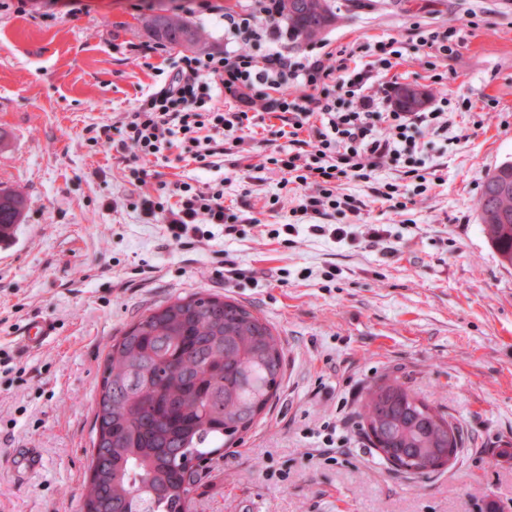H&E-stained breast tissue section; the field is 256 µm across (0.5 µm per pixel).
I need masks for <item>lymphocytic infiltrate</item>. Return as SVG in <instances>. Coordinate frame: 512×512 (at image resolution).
I'll use <instances>...</instances> for the list:
<instances>
[{"mask_svg":"<svg viewBox=\"0 0 512 512\" xmlns=\"http://www.w3.org/2000/svg\"><path fill=\"white\" fill-rule=\"evenodd\" d=\"M246 11L223 14L225 52L181 53L168 56L164 44L144 43L143 60L168 56L161 83L142 95L116 126H103L100 140L126 155L135 209L159 219L170 240L210 241L209 225L219 224L232 236L242 216L226 212L224 189H203L187 182H159L150 186V159L177 148L199 164L224 146H241L252 126L274 118L280 121L276 146L269 164L306 187L297 210L312 221V230L333 241L345 240L348 227L331 223L333 213L360 208L338 186L357 178L388 210L400 212L397 185L379 183L375 173L383 167L402 168L406 177L425 180V161L418 155L420 128L444 135L449 118L444 108L428 112L398 110L388 89L369 86L362 71L349 70L345 59L331 55L303 60L278 49L284 32L275 0H251ZM239 97L240 108L219 106L217 90Z\"/></svg>","mask_w":512,"mask_h":512,"instance_id":"f902f5d3","label":"lymphocytic infiltrate"}]
</instances>
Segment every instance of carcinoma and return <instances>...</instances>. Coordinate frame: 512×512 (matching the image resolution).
Listing matches in <instances>:
<instances>
[{
    "instance_id": "cac0c4a2",
    "label": "carcinoma",
    "mask_w": 512,
    "mask_h": 512,
    "mask_svg": "<svg viewBox=\"0 0 512 512\" xmlns=\"http://www.w3.org/2000/svg\"><path fill=\"white\" fill-rule=\"evenodd\" d=\"M288 27L299 42L336 18L335 0H301ZM144 33L172 48H201L202 36L178 15L141 20ZM24 195L0 188V241L13 236ZM482 232L512 267V161L486 177L477 201ZM284 350L272 327L243 304L194 292L149 310L130 324L105 360L94 404L89 482L82 512H189L202 463L247 433L276 396ZM360 415L396 471L428 477L460 428L397 381L369 387Z\"/></svg>"
}]
</instances>
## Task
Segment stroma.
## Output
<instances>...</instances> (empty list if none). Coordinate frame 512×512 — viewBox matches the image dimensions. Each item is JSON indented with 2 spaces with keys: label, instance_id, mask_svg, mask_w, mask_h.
<instances>
[{
  "label": "stroma",
  "instance_id": "35a3bbf8",
  "mask_svg": "<svg viewBox=\"0 0 512 512\" xmlns=\"http://www.w3.org/2000/svg\"><path fill=\"white\" fill-rule=\"evenodd\" d=\"M133 2L83 0L66 15L48 0H29L22 12L17 0H0V188L28 201L18 245L0 258V512H80L113 339L149 309L196 291L265 319L285 360L258 423L199 468L191 512H512V269L500 265L476 212L487 172L512 158V0H336L340 20L321 46L354 49V66L375 83L422 87L452 121L447 138L427 131L418 140L436 174L426 192L392 168L376 174L400 183L414 200L409 210L382 209L360 180L341 185L361 214L333 221L384 225L386 238L370 247L304 225L290 242L272 237L292 223L304 190L262 168L270 133L261 126L215 166L174 150L151 165L165 181L223 184L225 206L252 219L240 234L225 238L216 225L210 242L177 245L162 224L126 207L125 164L94 138L157 81L161 58L146 68L128 49L147 40ZM180 2L212 51L224 48L221 9L248 5ZM442 24L457 28L461 45L432 71L417 31ZM391 38L399 58L375 68L379 41ZM228 257L244 276L223 278ZM35 318L52 321L55 336L28 351L22 332ZM385 378L459 425L462 450L449 468L419 479L380 463L360 405ZM332 426L356 434L354 447L322 453ZM26 448L42 457L32 475L15 467Z\"/></svg>",
  "mask_w": 512,
  "mask_h": 512
}]
</instances>
